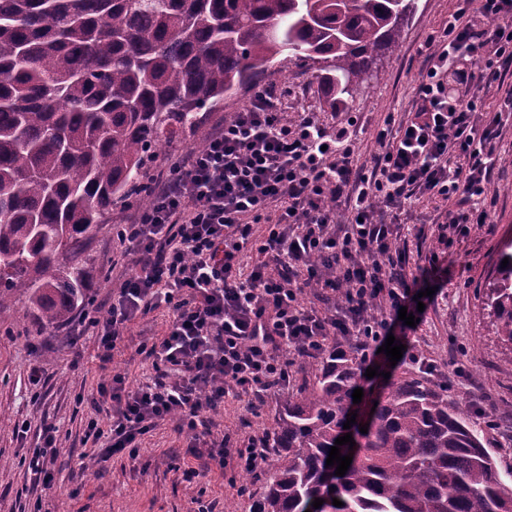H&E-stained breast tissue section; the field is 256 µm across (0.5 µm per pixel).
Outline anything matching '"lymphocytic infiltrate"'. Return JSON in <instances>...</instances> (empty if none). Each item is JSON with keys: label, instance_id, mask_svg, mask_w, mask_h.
Returning <instances> with one entry per match:
<instances>
[{"label": "lymphocytic infiltrate", "instance_id": "obj_1", "mask_svg": "<svg viewBox=\"0 0 512 512\" xmlns=\"http://www.w3.org/2000/svg\"><path fill=\"white\" fill-rule=\"evenodd\" d=\"M511 71L512 0H456L411 111L385 118L369 162L358 159L355 116L333 126L313 112L290 116L264 91L202 148L156 171L152 204L116 234L135 271L84 327L99 336L107 364L140 314L163 305L170 321L162 338L139 347L152 361L140 385L127 387L118 370L99 383L112 420L106 429L88 422L93 457L136 454L142 436L171 421L195 456L258 470L259 440L231 447L214 437L213 414L226 396L287 388L295 359L322 356L331 336L376 366L391 335L403 361L427 368L398 311L434 304L424 290L439 268L410 266L399 218L428 198L448 203L446 222L459 233L494 223L483 202L503 115L512 112ZM495 89L503 105L485 111ZM257 224L267 227L259 238ZM310 288L344 297L321 313L301 303Z\"/></svg>", "mask_w": 512, "mask_h": 512}]
</instances>
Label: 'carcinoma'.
I'll use <instances>...</instances> for the list:
<instances>
[{
	"mask_svg": "<svg viewBox=\"0 0 512 512\" xmlns=\"http://www.w3.org/2000/svg\"><path fill=\"white\" fill-rule=\"evenodd\" d=\"M416 0H0V317L22 295L44 329L88 303V247L118 204L151 203L155 162L279 57L316 65L329 106L368 85ZM484 309L512 364V253ZM360 356L333 343L264 432L249 512H512L486 448L422 373L387 380L344 429ZM358 447L327 483L335 440ZM324 503L313 507L315 499ZM343 506L332 505L333 499Z\"/></svg>",
	"mask_w": 512,
	"mask_h": 512,
	"instance_id": "obj_1",
	"label": "carcinoma"
}]
</instances>
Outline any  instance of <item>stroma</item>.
<instances>
[{
  "label": "stroma",
  "instance_id": "stroma-1",
  "mask_svg": "<svg viewBox=\"0 0 512 512\" xmlns=\"http://www.w3.org/2000/svg\"><path fill=\"white\" fill-rule=\"evenodd\" d=\"M454 7L455 0H418L398 49L382 58L363 95L336 108L320 103L316 84L295 66L284 71L272 64L256 87L276 88L282 111L316 112L329 124L345 113H355L360 153L368 155L387 114L400 117L409 111L425 56ZM497 153L499 161L488 189L494 223L471 225L466 236L445 245L427 223L434 209L419 205L411 223L402 225L401 234L411 263L426 265L436 258L448 269L439 282L444 297L427 310L415 332L417 345L437 368L435 384L447 387L462 416L491 415L485 441L506 475L512 473V366L501 361L503 346L495 336L493 318L482 309L481 295L496 275L502 250L512 244V118L503 129ZM134 212L131 206L114 207L107 228L90 243L88 295L94 305H102L132 272L111 227L127 223ZM83 316V311H76L62 328L41 331L20 299L0 320V415L6 417L0 422V512H32L36 507L41 512H224V502L231 497L247 512L251 499L263 489V473L244 478L232 465L195 457L171 423L146 434L136 457L122 453L101 462L82 460L89 419L105 426L111 414L109 405L96 410L89 403L104 372L97 358L98 336L76 333ZM167 325V312L161 307L127 329L112 366L124 372L128 387L138 386L150 366L138 354L139 345L159 339ZM35 368L42 374L36 391L28 382ZM280 399V394H269L254 411L249 395L226 397L214 417L215 433L243 441L261 437L277 415ZM18 420L29 422L28 435L17 434ZM47 424L59 429L58 459L55 487L43 492L36 489L25 460ZM187 470L195 471V478L185 480Z\"/></svg>",
  "mask_w": 512,
  "mask_h": 512
}]
</instances>
